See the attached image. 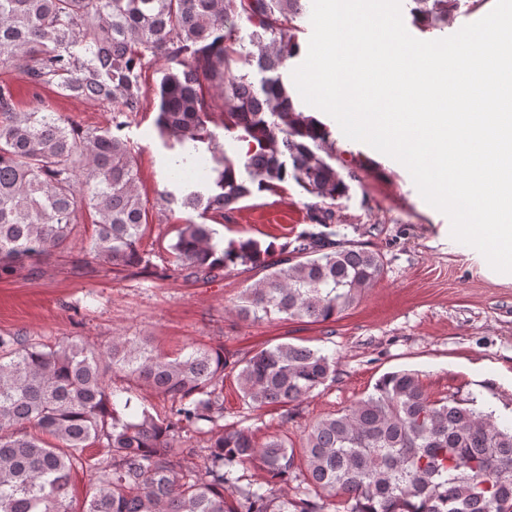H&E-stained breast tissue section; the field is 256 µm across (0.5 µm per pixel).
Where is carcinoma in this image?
<instances>
[{"label": "carcinoma", "instance_id": "cac0c4a2", "mask_svg": "<svg viewBox=\"0 0 512 512\" xmlns=\"http://www.w3.org/2000/svg\"><path fill=\"white\" fill-rule=\"evenodd\" d=\"M412 2L431 28L479 8ZM304 10L302 0H0V64L17 65L35 90L54 87L128 118L149 98L144 68L164 60L156 127L183 148L207 145L211 159L198 166L213 173L199 189L164 193L165 206L222 217L254 190L292 180L319 199L311 219L326 227L347 190L333 154L319 155L328 133L296 109L280 77L257 88L235 74L247 56L271 72L295 55ZM242 17L255 27L254 52L237 49ZM205 85L221 93L224 131L247 143L246 178L208 127ZM137 182L127 141L80 133L45 106L18 112L13 88L0 85V272L62 249L81 205L94 216L91 257L122 270L149 264ZM166 251L169 271L186 280H213L238 263L262 273L236 309L252 320L334 321L384 275L379 253L322 232L277 250L253 238L226 245L213 225L190 221ZM227 370L248 404L287 405L334 379L336 358L292 343L231 361L222 346L169 357L148 336H119L105 350L0 336V512H72L79 465L100 474L81 512H512V426L474 397L433 400L417 373H386L373 393L310 425L298 451L278 435L259 445L251 428L221 424ZM134 386L168 398V410L132 409ZM194 433L208 440L188 463L175 442ZM249 463L267 475L257 487L237 476ZM293 482L294 497L280 493Z\"/></svg>", "mask_w": 512, "mask_h": 512}]
</instances>
